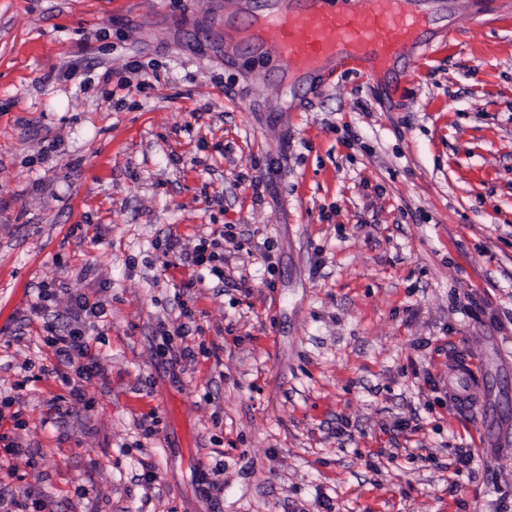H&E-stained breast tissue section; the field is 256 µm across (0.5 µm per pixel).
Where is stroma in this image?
Listing matches in <instances>:
<instances>
[{
    "label": "stroma",
    "mask_w": 512,
    "mask_h": 512,
    "mask_svg": "<svg viewBox=\"0 0 512 512\" xmlns=\"http://www.w3.org/2000/svg\"><path fill=\"white\" fill-rule=\"evenodd\" d=\"M301 6L0 0L1 500L512 512V0H419L388 70L312 84L242 40ZM205 238L220 290L164 253ZM80 297L78 400L43 336ZM466 366L469 371L462 367L458 369L457 375L448 385V390L461 410L475 417H486L489 413L488 407L472 396V390L478 386V381L484 380L483 373L479 374L471 365Z\"/></svg>",
    "instance_id": "1"
}]
</instances>
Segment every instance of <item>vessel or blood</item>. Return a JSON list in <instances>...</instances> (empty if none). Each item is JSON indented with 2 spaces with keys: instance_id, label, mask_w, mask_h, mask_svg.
Returning a JSON list of instances; mask_svg holds the SVG:
<instances>
[{
  "instance_id": "vessel-or-blood-1",
  "label": "vessel or blood",
  "mask_w": 512,
  "mask_h": 512,
  "mask_svg": "<svg viewBox=\"0 0 512 512\" xmlns=\"http://www.w3.org/2000/svg\"><path fill=\"white\" fill-rule=\"evenodd\" d=\"M270 23L282 64L314 72L327 58L346 70L385 66L419 38L425 18L416 0H369L361 12L346 0H305L300 11L274 15ZM479 379L476 369H458L448 390L461 410L483 417L489 409L472 395Z\"/></svg>"
}]
</instances>
